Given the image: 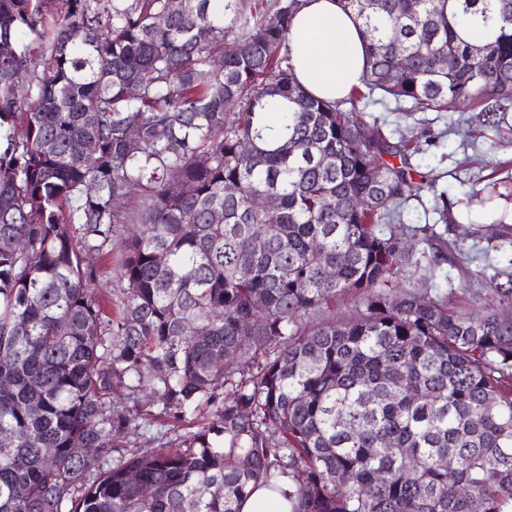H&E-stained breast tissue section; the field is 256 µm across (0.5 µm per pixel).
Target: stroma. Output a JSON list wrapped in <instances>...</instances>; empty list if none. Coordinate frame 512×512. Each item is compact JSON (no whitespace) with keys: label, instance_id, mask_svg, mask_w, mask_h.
Instances as JSON below:
<instances>
[{"label":"stroma","instance_id":"35a3bbf8","mask_svg":"<svg viewBox=\"0 0 512 512\" xmlns=\"http://www.w3.org/2000/svg\"><path fill=\"white\" fill-rule=\"evenodd\" d=\"M476 112L465 102L453 112L413 113L388 99L367 114L393 138L420 143L410 162L434 184L401 209L402 226L426 238V256L406 279H426L429 295L454 304L493 301L484 276L512 264V111L496 127L481 124ZM438 249L445 260L435 266L429 255Z\"/></svg>","mask_w":512,"mask_h":512}]
</instances>
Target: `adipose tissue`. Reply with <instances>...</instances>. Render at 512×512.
Instances as JSON below:
<instances>
[{
    "mask_svg": "<svg viewBox=\"0 0 512 512\" xmlns=\"http://www.w3.org/2000/svg\"><path fill=\"white\" fill-rule=\"evenodd\" d=\"M289 49L297 80L315 97L338 100L361 83V24L337 0H305L291 24Z\"/></svg>",
    "mask_w": 512,
    "mask_h": 512,
    "instance_id": "obj_1",
    "label": "adipose tissue"
}]
</instances>
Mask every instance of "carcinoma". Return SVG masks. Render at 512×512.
Returning a JSON list of instances; mask_svg holds the SVG:
<instances>
[{"label": "carcinoma", "mask_w": 512, "mask_h": 512, "mask_svg": "<svg viewBox=\"0 0 512 512\" xmlns=\"http://www.w3.org/2000/svg\"><path fill=\"white\" fill-rule=\"evenodd\" d=\"M302 2L270 26L244 0H0V512H241L259 486L291 512H512V319L391 287L430 183L358 107L509 111L512 0H337L368 94L336 101L295 77ZM485 286L512 303V271ZM120 386L173 432L214 420L131 451ZM112 266H104L101 270L99 280L94 288L98 293L109 294L112 292V298L119 294L121 289V281L117 270L116 259L124 248L122 241H117L112 247Z\"/></svg>", "instance_id": "carcinoma-1"}]
</instances>
